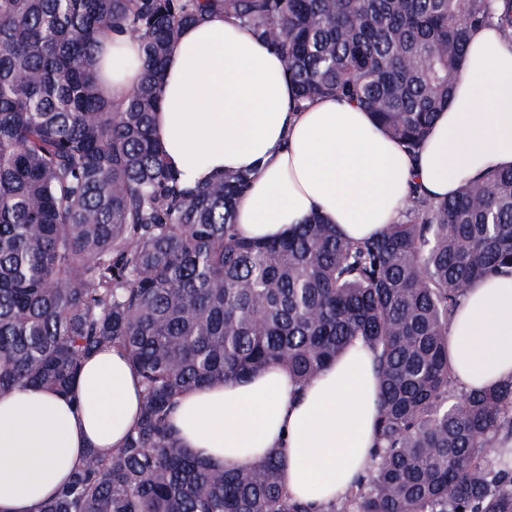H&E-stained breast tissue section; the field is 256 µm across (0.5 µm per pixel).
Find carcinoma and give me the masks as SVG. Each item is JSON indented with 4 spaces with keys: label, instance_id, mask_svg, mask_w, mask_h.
<instances>
[{
    "label": "carcinoma",
    "instance_id": "cac0c4a2",
    "mask_svg": "<svg viewBox=\"0 0 512 512\" xmlns=\"http://www.w3.org/2000/svg\"><path fill=\"white\" fill-rule=\"evenodd\" d=\"M0 0V392L70 390L121 348L144 406L39 512H309L283 450L210 468L169 418L184 392L271 366L315 379L357 338L381 401L371 469L316 512H512V380L466 391L448 324L467 286L512 274V166L352 243L315 216L272 242L234 223L247 172L193 188L153 133L165 57L216 4L284 57L297 101L333 95L417 151L447 109L470 29L512 0ZM140 42L115 106L95 48Z\"/></svg>",
    "mask_w": 512,
    "mask_h": 512
}]
</instances>
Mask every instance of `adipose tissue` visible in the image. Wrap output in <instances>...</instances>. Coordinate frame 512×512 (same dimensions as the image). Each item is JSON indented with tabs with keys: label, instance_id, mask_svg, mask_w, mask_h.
<instances>
[{
	"label": "adipose tissue",
	"instance_id": "obj_1",
	"mask_svg": "<svg viewBox=\"0 0 512 512\" xmlns=\"http://www.w3.org/2000/svg\"><path fill=\"white\" fill-rule=\"evenodd\" d=\"M141 58L126 34L99 40V84L113 103L140 84ZM154 133L184 185L251 174L234 215L246 236L280 240L319 215L361 242L403 219L412 190L437 201L512 166V31L493 20L471 29L448 107L412 153L357 104L333 96L296 102L283 57L217 9L172 48ZM448 346L461 387L512 379V274L467 288ZM378 399L372 352L357 340L305 384L273 367L187 391L173 426L215 469L284 449L283 485L316 507L344 496L370 466ZM142 404L140 378L114 347L90 356L69 392H0V512H37L88 453L106 456L122 444Z\"/></svg>",
	"mask_w": 512,
	"mask_h": 512
}]
</instances>
